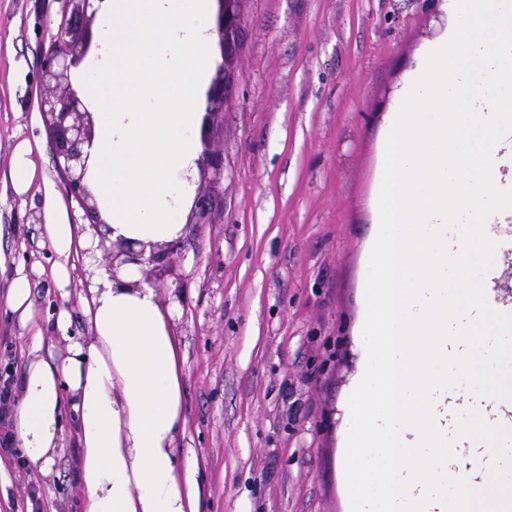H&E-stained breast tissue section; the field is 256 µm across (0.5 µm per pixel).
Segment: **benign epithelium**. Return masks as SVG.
<instances>
[{"label":"benign epithelium","mask_w":512,"mask_h":512,"mask_svg":"<svg viewBox=\"0 0 512 512\" xmlns=\"http://www.w3.org/2000/svg\"><path fill=\"white\" fill-rule=\"evenodd\" d=\"M61 4L58 31L51 48L43 56L42 77L47 90L40 96L39 109L56 148V164L66 184V191L85 212L92 226L104 224L98 213L95 197L85 183L89 156L83 145L94 137L93 109L86 103L73 82V70L94 55L92 23L96 18V0H57ZM219 12L214 23L221 49H226L239 22L240 0H218ZM224 110V86L214 83L206 98L201 124L200 141L203 152L198 168L214 170V177L221 175V164L210 153L208 131L216 116ZM97 250L103 252L107 266L115 262H135L138 254L126 244L118 249L108 247L106 234L99 233Z\"/></svg>","instance_id":"benign-epithelium-1"}]
</instances>
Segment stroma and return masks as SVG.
I'll return each instance as SVG.
<instances>
[{
    "mask_svg": "<svg viewBox=\"0 0 512 512\" xmlns=\"http://www.w3.org/2000/svg\"><path fill=\"white\" fill-rule=\"evenodd\" d=\"M433 0H242L224 115L211 136L224 175L208 223L187 216L171 275L183 283L175 328L185 352L182 447L200 462L205 512H345L344 405L357 333L373 198L393 95L438 32ZM57 0H0V368L25 372L33 326L52 338L59 308L87 335L85 259L56 284L42 211L54 196L71 223L52 139L38 108L41 59ZM33 148L25 196L15 145ZM26 275L35 325L6 305ZM50 471L0 453V512H79L72 439ZM34 168L31 146L25 141L18 143L12 156L10 168V180L18 196L27 192Z\"/></svg>",
    "mask_w": 512,
    "mask_h": 512,
    "instance_id": "obj_1",
    "label": "stroma"
}]
</instances>
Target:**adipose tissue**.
I'll return each instance as SVG.
<instances>
[{"label": "adipose tissue", "mask_w": 512, "mask_h": 512, "mask_svg": "<svg viewBox=\"0 0 512 512\" xmlns=\"http://www.w3.org/2000/svg\"><path fill=\"white\" fill-rule=\"evenodd\" d=\"M210 0H103L100 49L74 80L95 107L87 183L110 241L144 256L111 271L88 258L82 299L89 333L69 335L59 310L62 358L42 356L34 331L12 430L29 468L45 472L76 436L80 512H203L199 465L185 454L184 357L175 297L146 278L153 252L180 239L197 190L202 145L197 90L214 65ZM46 244L56 281L69 280L75 246L98 237L47 199Z\"/></svg>", "instance_id": "ef3b65f1"}]
</instances>
